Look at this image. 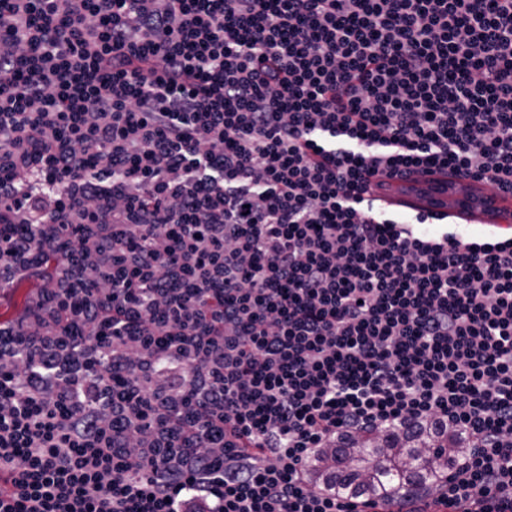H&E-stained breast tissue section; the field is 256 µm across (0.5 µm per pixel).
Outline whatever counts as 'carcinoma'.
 <instances>
[{
  "label": "carcinoma",
  "instance_id": "obj_1",
  "mask_svg": "<svg viewBox=\"0 0 512 512\" xmlns=\"http://www.w3.org/2000/svg\"><path fill=\"white\" fill-rule=\"evenodd\" d=\"M467 448L460 432L435 423L342 435L334 452L315 455L308 476L312 483L350 500L389 502L428 492L437 473L456 466Z\"/></svg>",
  "mask_w": 512,
  "mask_h": 512
}]
</instances>
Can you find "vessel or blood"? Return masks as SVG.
I'll return each mask as SVG.
<instances>
[{"label": "vessel or blood", "instance_id": "obj_1", "mask_svg": "<svg viewBox=\"0 0 512 512\" xmlns=\"http://www.w3.org/2000/svg\"><path fill=\"white\" fill-rule=\"evenodd\" d=\"M373 199L379 208L394 213L444 217L458 227L477 219L486 230L512 234V195L488 193L484 181L446 168H422L400 183L379 176Z\"/></svg>", "mask_w": 512, "mask_h": 512}]
</instances>
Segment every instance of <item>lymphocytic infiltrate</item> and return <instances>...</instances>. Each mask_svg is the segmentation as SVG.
<instances>
[{"instance_id": "1", "label": "lymphocytic infiltrate", "mask_w": 512, "mask_h": 512, "mask_svg": "<svg viewBox=\"0 0 512 512\" xmlns=\"http://www.w3.org/2000/svg\"><path fill=\"white\" fill-rule=\"evenodd\" d=\"M422 166L512 194V0H0V512H359L317 451L430 421L397 512H512V237ZM373 199L381 209L444 217L456 227H467L478 216L485 230L508 237L512 234V195L489 194L484 181L460 177L450 169L421 168L400 183L381 175Z\"/></svg>"}]
</instances>
